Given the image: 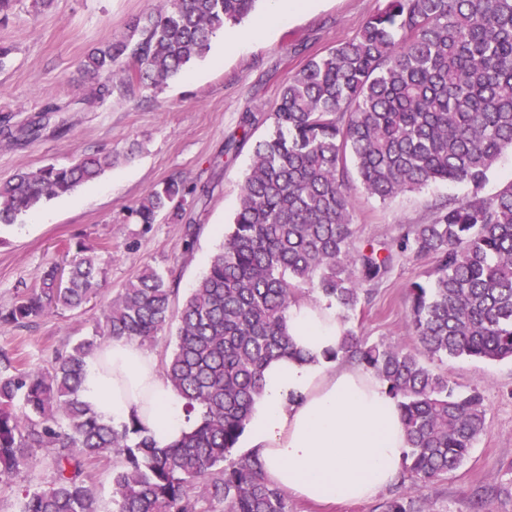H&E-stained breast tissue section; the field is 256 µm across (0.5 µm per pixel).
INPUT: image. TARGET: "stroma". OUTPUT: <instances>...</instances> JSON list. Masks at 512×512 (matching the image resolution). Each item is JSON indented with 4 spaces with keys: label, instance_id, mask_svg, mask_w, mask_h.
<instances>
[{
    "label": "stroma",
    "instance_id": "obj_1",
    "mask_svg": "<svg viewBox=\"0 0 512 512\" xmlns=\"http://www.w3.org/2000/svg\"><path fill=\"white\" fill-rule=\"evenodd\" d=\"M158 5L159 0H55L51 9L38 13L32 0H17L9 20L0 22V45L13 50L0 70V116H9L17 128L54 103L67 108L72 123L63 139L47 133L17 146L0 136V181L97 151L115 158L101 178L0 232V308L13 304L50 263L71 262L62 242H78L101 254L99 292L82 309L58 311L23 327L0 323V349L21 352L31 367H49L58 351L94 335L101 305L144 267L170 270L177 281L173 301L182 305L232 222L252 148L266 132L259 125L242 135L241 116L272 111L293 73L311 57L353 39L386 0H318L312 10L244 47L229 49L224 37L214 38L204 58L158 89L116 90L104 103L87 107L90 83L80 60L91 48L121 39L132 19ZM233 135L243 141L237 153H225L224 141ZM170 177L195 190L186 222L135 223L131 208ZM470 194L465 183L431 184L383 202L353 187L355 243L390 241L401 225L431 223L439 204ZM188 222L198 234L193 251L186 253L182 237ZM106 244L110 252L101 253ZM431 265L428 259H397L352 318L358 335L413 347L406 287L424 279ZM441 369L462 388H479L484 397L485 430L460 468L419 493L399 482L369 502L319 505L292 497L289 512H386L396 497L427 512H473L479 493L486 498L485 512H512V363L451 359ZM51 457L50 450H37L32 470L0 483V512H18L29 481L52 480Z\"/></svg>",
    "mask_w": 512,
    "mask_h": 512
}]
</instances>
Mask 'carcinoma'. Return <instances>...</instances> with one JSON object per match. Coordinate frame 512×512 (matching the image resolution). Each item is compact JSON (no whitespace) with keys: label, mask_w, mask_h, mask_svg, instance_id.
<instances>
[{"label":"carcinoma","mask_w":512,"mask_h":512,"mask_svg":"<svg viewBox=\"0 0 512 512\" xmlns=\"http://www.w3.org/2000/svg\"><path fill=\"white\" fill-rule=\"evenodd\" d=\"M260 0H162L130 34L82 62L87 106L121 86L152 90L203 57L227 25ZM47 104L8 139L31 142ZM270 122L254 149L232 223L179 307L176 280L148 267L99 312L100 331L32 369L0 351V482L53 450L51 482L27 487L19 512H100L86 475L112 455L113 512H288L286 492L253 452L231 457L262 394L265 364L288 354L287 314L305 289L350 321L395 258H431L426 280L407 285L409 330L419 348L371 343L348 329L335 360H349L388 387L409 452L403 471L420 492L459 468L485 427L483 396L457 389L431 362L512 361V183L481 195L512 149V0H387L358 36L311 58L283 85L274 109L241 119L243 133ZM112 167V154L50 163L0 182V227ZM382 202L435 182H465L467 199L441 206L429 224H408L388 244L352 246L350 174ZM193 189L176 178L138 203L142 224L186 216ZM65 271L52 263L0 308L22 326L97 295L100 257ZM171 330L162 373L185 400L189 428L166 448L138 419L117 428L82 399L86 359L104 339L151 343Z\"/></svg>","instance_id":"carcinoma-1"}]
</instances>
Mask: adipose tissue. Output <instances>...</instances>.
I'll list each match as a JSON object with an SVG mask.
<instances>
[{"label": "adipose tissue", "mask_w": 512, "mask_h": 512, "mask_svg": "<svg viewBox=\"0 0 512 512\" xmlns=\"http://www.w3.org/2000/svg\"><path fill=\"white\" fill-rule=\"evenodd\" d=\"M287 326L291 349L263 371L245 446L297 497L371 500L399 478L408 452L398 403L372 373L331 359L347 329L335 307L296 302ZM82 396L113 426L138 417L161 447L187 428L155 354L123 338L88 359Z\"/></svg>", "instance_id": "1"}]
</instances>
